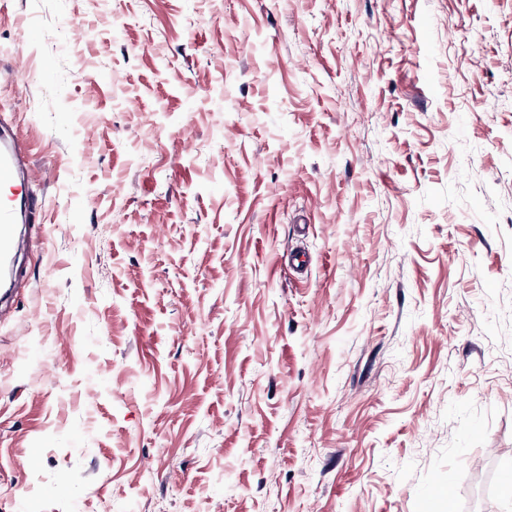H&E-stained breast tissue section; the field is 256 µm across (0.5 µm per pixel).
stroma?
<instances>
[{
  "mask_svg": "<svg viewBox=\"0 0 512 512\" xmlns=\"http://www.w3.org/2000/svg\"><path fill=\"white\" fill-rule=\"evenodd\" d=\"M0 133V512H512V0H5ZM34 177L27 157L16 145L0 143V185L21 188V200L27 199L35 205L32 196L25 191L27 183H33ZM24 189V190H23ZM17 222L16 205L0 202V264L14 248V224Z\"/></svg>",
  "mask_w": 512,
  "mask_h": 512,
  "instance_id": "stroma-1",
  "label": "stroma"
}]
</instances>
